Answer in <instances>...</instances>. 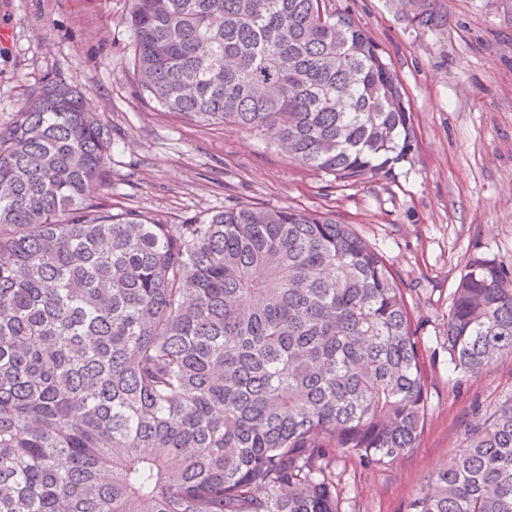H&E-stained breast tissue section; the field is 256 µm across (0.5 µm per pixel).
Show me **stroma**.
Masks as SVG:
<instances>
[{
    "label": "stroma",
    "instance_id": "35a3bbf8",
    "mask_svg": "<svg viewBox=\"0 0 512 512\" xmlns=\"http://www.w3.org/2000/svg\"><path fill=\"white\" fill-rule=\"evenodd\" d=\"M448 25L410 28L394 0H335L396 70L417 144L392 176L339 187L266 140L152 107L130 65L131 0H0V126L51 77L77 86L112 131L113 212L183 224L232 202L294 207L350 225L382 253L405 290L424 372L420 443L361 467L336 452L342 512L407 506L474 426L512 401V356L475 376L448 375L443 336L469 260L512 264V12L505 0H441Z\"/></svg>",
    "mask_w": 512,
    "mask_h": 512
}]
</instances>
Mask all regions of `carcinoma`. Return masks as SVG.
<instances>
[{
  "mask_svg": "<svg viewBox=\"0 0 512 512\" xmlns=\"http://www.w3.org/2000/svg\"><path fill=\"white\" fill-rule=\"evenodd\" d=\"M416 29L436 0H396ZM140 94L265 136L340 187L416 142L392 65L334 0H132ZM111 132L80 92L0 127V512H340L336 449L413 451L427 391L403 288L334 218L234 204L187 224L97 199ZM452 373L512 355V266L473 257ZM409 512H512V402Z\"/></svg>",
  "mask_w": 512,
  "mask_h": 512,
  "instance_id": "1",
  "label": "carcinoma"
}]
</instances>
